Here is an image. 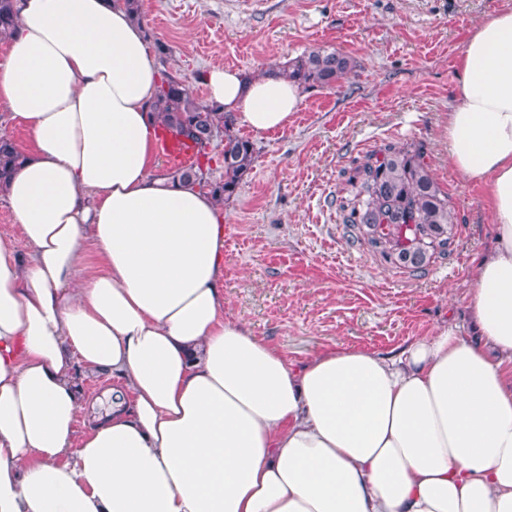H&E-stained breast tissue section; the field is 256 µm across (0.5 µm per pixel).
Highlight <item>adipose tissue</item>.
<instances>
[{"mask_svg":"<svg viewBox=\"0 0 512 512\" xmlns=\"http://www.w3.org/2000/svg\"><path fill=\"white\" fill-rule=\"evenodd\" d=\"M0 105L28 134L0 236V512H512V7L458 59L448 161L494 246L473 333L301 364L224 317V212L154 171L162 74L122 0H18ZM257 133L301 90L223 66ZM117 386L88 405L75 366ZM90 427L76 433L81 412ZM1 234L12 237L20 253H25L27 251V246L21 233L20 224H16L6 205V201L2 197H0V235Z\"/></svg>","mask_w":512,"mask_h":512,"instance_id":"1","label":"adipose tissue"}]
</instances>
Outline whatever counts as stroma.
Segmentation results:
<instances>
[{
    "label": "stroma",
    "instance_id": "obj_1",
    "mask_svg": "<svg viewBox=\"0 0 512 512\" xmlns=\"http://www.w3.org/2000/svg\"><path fill=\"white\" fill-rule=\"evenodd\" d=\"M512 0H140L163 74L207 99L214 65L250 76L318 47L357 66L308 87L287 128H234L256 152L224 209V316L289 361L333 349L396 354L454 326L469 334L474 268L492 246L482 190L448 164L444 121L473 28ZM420 149L455 216L448 256L402 269L355 241L341 209L366 154Z\"/></svg>",
    "mask_w": 512,
    "mask_h": 512
}]
</instances>
